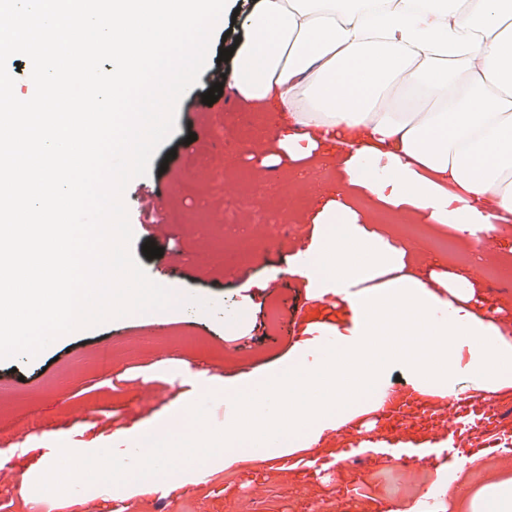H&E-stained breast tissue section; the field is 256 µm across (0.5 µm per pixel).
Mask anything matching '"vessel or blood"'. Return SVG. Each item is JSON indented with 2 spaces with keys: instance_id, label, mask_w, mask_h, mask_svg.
Returning <instances> with one entry per match:
<instances>
[{
  "instance_id": "vessel-or-blood-1",
  "label": "vessel or blood",
  "mask_w": 512,
  "mask_h": 512,
  "mask_svg": "<svg viewBox=\"0 0 512 512\" xmlns=\"http://www.w3.org/2000/svg\"><path fill=\"white\" fill-rule=\"evenodd\" d=\"M512 433V401L469 395L458 400L422 396L409 388L381 408L337 430L336 447L352 449L354 461L378 465L448 466L456 470L471 448L496 447ZM347 512H383L356 484L340 489Z\"/></svg>"
}]
</instances>
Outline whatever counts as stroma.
Wrapping results in <instances>:
<instances>
[{"instance_id":"stroma-1","label":"stroma","mask_w":512,"mask_h":512,"mask_svg":"<svg viewBox=\"0 0 512 512\" xmlns=\"http://www.w3.org/2000/svg\"><path fill=\"white\" fill-rule=\"evenodd\" d=\"M246 41L241 21L220 20L205 72L178 105L176 132L152 158L149 174L131 180L124 194L132 251L147 275L209 301L213 312L188 305L131 314L61 337L36 357L0 360V385L27 397L0 416V512H251L258 502L269 512H301L308 497L320 502L321 512L335 506V482L324 478L307 486L303 477L291 476L285 455L216 462L200 479L187 469L163 476L145 468L135 488L118 484L91 457L81 463L90 498L70 489L57 501L43 497L36 484V459L19 455L35 433L49 448L66 443L120 454L133 436L171 418L183 402L223 432L221 393L287 362L314 308L287 268L310 235L311 216L332 194L335 176L329 168L307 174L287 164L264 165L283 124L280 113L230 105L222 95L203 104L210 73L233 72V61L220 60V50ZM160 217L178 219L180 231L158 233ZM278 224L283 233L275 232ZM396 231L419 244L424 266L446 260L512 315V267L499 262L512 244V224L478 241H454L448 258L434 248L436 234L420 216ZM148 242L162 248L161 257H145ZM241 244L249 252L238 259ZM186 332L203 337L205 347L180 348L175 338ZM108 344L124 346L126 355L98 364L96 353ZM85 411L91 429L71 430L72 418ZM404 472L398 463L371 468L363 494L387 505L403 500Z\"/></svg>"}]
</instances>
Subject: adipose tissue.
<instances>
[{"label": "adipose tissue", "instance_id": "1", "mask_svg": "<svg viewBox=\"0 0 512 512\" xmlns=\"http://www.w3.org/2000/svg\"><path fill=\"white\" fill-rule=\"evenodd\" d=\"M244 23L231 92L292 120L265 165L336 146L342 179L292 271L339 316L312 317L285 371L235 390L223 435L181 405L161 431L167 458L182 460L184 443L203 462L221 446L228 465L311 449L391 399L395 369L422 395L512 393L499 310L460 273L422 272L413 243L350 204L362 189L468 239L512 223V0H262ZM467 508L512 512V478Z\"/></svg>", "mask_w": 512, "mask_h": 512}]
</instances>
